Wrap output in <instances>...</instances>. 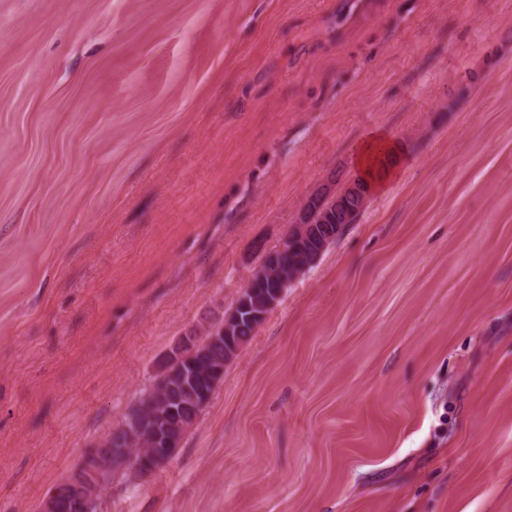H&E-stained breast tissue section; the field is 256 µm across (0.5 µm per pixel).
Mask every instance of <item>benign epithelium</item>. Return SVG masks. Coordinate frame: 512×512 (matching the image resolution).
<instances>
[{
	"instance_id": "1",
	"label": "benign epithelium",
	"mask_w": 512,
	"mask_h": 512,
	"mask_svg": "<svg viewBox=\"0 0 512 512\" xmlns=\"http://www.w3.org/2000/svg\"><path fill=\"white\" fill-rule=\"evenodd\" d=\"M312 228L308 208L305 207L279 249L306 238ZM321 257L322 253L319 252L313 257L303 258L300 267L295 270L278 272L274 298L265 301L262 312L250 315L253 330H258L278 306L285 290L316 265ZM270 275L268 266L260 267L249 275L236 304L224 315L220 333L208 336L196 325L179 336L158 360L156 367V376L164 384L178 379V383L166 395L161 410L146 415L129 412L121 423L123 433L105 438L98 444L102 451L93 449L80 462L79 471L89 484L87 495L65 500L53 489L42 499L39 512H97L103 489L112 481L115 458L128 467V476L135 479L153 475L173 459L181 448L184 432L195 425L196 417L205 411L214 392L224 382V367L203 361V354L224 345V338L233 336L234 326L241 319L239 311L249 309L247 294L251 293L255 283L266 280Z\"/></svg>"
}]
</instances>
